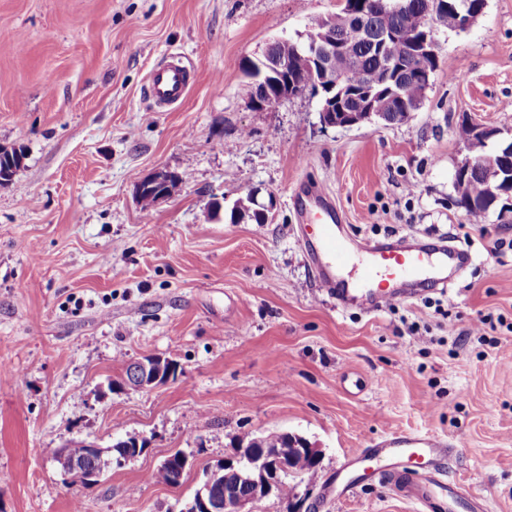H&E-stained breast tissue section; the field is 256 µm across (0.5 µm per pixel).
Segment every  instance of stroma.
<instances>
[{
  "instance_id": "obj_1",
  "label": "stroma",
  "mask_w": 512,
  "mask_h": 512,
  "mask_svg": "<svg viewBox=\"0 0 512 512\" xmlns=\"http://www.w3.org/2000/svg\"><path fill=\"white\" fill-rule=\"evenodd\" d=\"M338 0H0V148L25 159L0 187V512H180L242 436L288 432L320 448L302 512H417L391 485L323 498L325 481L391 429L448 439L449 479L512 512V195L483 223L453 200L473 118L512 143V0L470 29L436 33L437 71L405 122L325 128L312 92L268 109L242 64L302 42ZM180 53L185 101L156 107L149 71ZM184 175L142 207L138 180ZM322 184L352 234L446 235L472 265L440 309L426 299L368 315L315 286L292 196ZM267 223L232 218L249 193ZM221 209H213V198ZM485 339L467 336L482 316ZM426 330L416 343L409 323ZM462 333L460 344L447 340ZM176 361L177 378L109 391L127 363ZM128 435L146 452L98 484L64 480L56 452ZM185 453L179 486L152 480Z\"/></svg>"
}]
</instances>
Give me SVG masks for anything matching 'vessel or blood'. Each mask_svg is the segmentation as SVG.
<instances>
[{
    "label": "vessel or blood",
    "mask_w": 512,
    "mask_h": 512,
    "mask_svg": "<svg viewBox=\"0 0 512 512\" xmlns=\"http://www.w3.org/2000/svg\"><path fill=\"white\" fill-rule=\"evenodd\" d=\"M194 69L181 56L153 67L145 91L159 107L183 102ZM299 237L321 291L338 307L374 314L387 305L446 288L472 260L470 250L445 237L420 240L391 236L381 241L353 237L319 183L303 184L295 198ZM452 446L434 436L390 430L360 449L348 464L356 477L337 482L336 496H352L362 476L385 475L388 483L412 494L422 512H451L463 498L461 487L444 477Z\"/></svg>",
    "instance_id": "b4317fda"
}]
</instances>
